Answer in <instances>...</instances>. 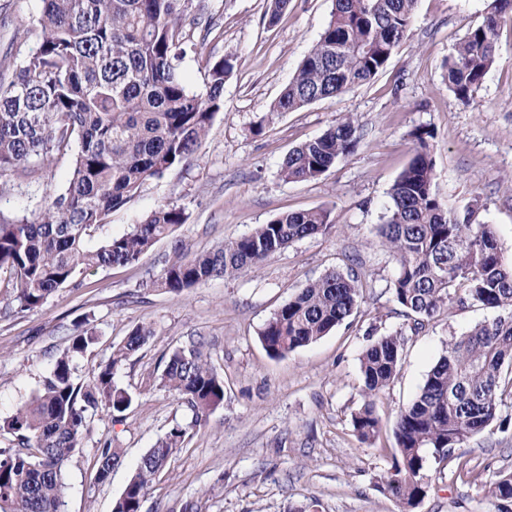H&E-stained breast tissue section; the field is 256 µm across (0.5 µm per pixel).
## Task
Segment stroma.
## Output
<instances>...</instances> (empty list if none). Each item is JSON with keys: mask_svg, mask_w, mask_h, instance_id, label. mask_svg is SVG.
Returning a JSON list of instances; mask_svg holds the SVG:
<instances>
[{"mask_svg": "<svg viewBox=\"0 0 512 512\" xmlns=\"http://www.w3.org/2000/svg\"><path fill=\"white\" fill-rule=\"evenodd\" d=\"M490 2L418 0L408 38L370 83L277 115L271 105L328 24L332 0H292L274 22L267 0H193V12L213 17L215 25L194 28L202 49L187 51L180 71L200 92L207 61L234 59L224 108L190 159L146 181L95 238L124 233L161 204L183 209L186 223L135 264L85 273L78 286L59 289L39 308L0 314V425L40 388L69 347L74 323L89 320L96 333L94 344L74 358V376L84 384L135 326L153 328L114 377L133 397L125 420L92 416L66 464L64 512H112L136 462L177 424L187 426L188 437L153 482L142 512H181L194 500L202 512H299L314 499L318 512H399L380 489L396 448L397 416L442 348L497 312L469 303L442 310L410 332L390 290L397 264L377 228L388 192L412 157L411 133L427 126L434 131L435 192L449 206L472 210L474 223L492 225L504 259L512 261V13L499 19L501 60L471 105L449 90L442 70ZM40 7V0H0L5 78L37 47ZM346 116L357 127L351 153L318 179L283 181L279 170L288 151ZM70 170V158L63 157L41 166L39 180L0 184V214L39 210L64 187ZM314 208L330 211V232L299 239L255 269L181 296L148 285L175 240L206 251L282 213ZM334 269L355 271L365 285L355 314L309 346L270 358L258 336L264 324L291 294ZM400 330L408 334L400 371L375 400L383 428L376 441L364 443L351 425L363 403L361 353L370 340ZM192 341L224 375L223 405L197 426L187 405L157 384L169 353ZM105 439L123 458L101 482L94 456ZM459 454L468 475H459L456 462H430L429 487L415 512H497L486 483L512 472V428L491 429Z\"/></svg>", "mask_w": 512, "mask_h": 512, "instance_id": "35a3bbf8", "label": "stroma"}]
</instances>
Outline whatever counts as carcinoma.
Returning a JSON list of instances; mask_svg holds the SVG:
<instances>
[{
	"label": "carcinoma",
	"instance_id": "carcinoma-1",
	"mask_svg": "<svg viewBox=\"0 0 512 512\" xmlns=\"http://www.w3.org/2000/svg\"><path fill=\"white\" fill-rule=\"evenodd\" d=\"M191 0H41L38 47L0 85V178L25 179L32 163L73 153L67 185L27 216L0 215V272L9 274L14 300L41 307L58 289L77 285L88 270L138 262L186 223L185 212L160 205L121 234L90 245L113 210L149 179L185 162L224 106V82L234 68L221 58L208 66L204 90H191L179 72ZM417 0H333L331 18L272 111L293 112L337 98L375 78L407 37ZM512 0H493L481 25L445 61L449 89L464 104L498 59L500 14ZM414 153L389 192L377 235L395 259L392 301L413 320L411 330L453 304L467 302L499 314L442 352L412 403L398 415L397 454L381 490L414 512L427 493L429 459L452 460L487 427L512 421V265L503 261L491 225L460 218L434 191L429 151L434 131L412 132ZM357 142L345 117L319 137L288 152L280 168L287 182L312 181ZM331 228L323 208L280 214L250 233L206 252L175 244L173 257L151 280L174 295L215 277H234L304 237ZM364 283L331 271L293 294L266 322L260 342L271 358L307 346L350 319ZM152 330L135 327L97 367L92 383L75 381L73 358L96 336L75 325L68 352L53 363L41 388L5 422L9 448L0 449V512H63L64 467L81 446L88 415L99 410L121 422L131 395L114 381L116 368L147 344ZM405 336L386 334L362 353L363 405L352 414L357 437L371 442L382 422L374 399L399 371ZM159 384L187 404L193 423L224 402V375L192 343L168 356ZM187 428L175 425L137 462L113 512H141L156 476L184 447ZM121 462L112 441L99 442L96 477L108 480ZM498 512H512V473L488 484Z\"/></svg>",
	"mask_w": 512,
	"mask_h": 512
}]
</instances>
